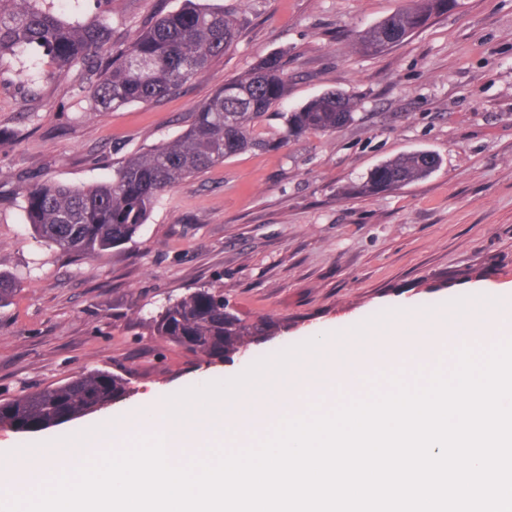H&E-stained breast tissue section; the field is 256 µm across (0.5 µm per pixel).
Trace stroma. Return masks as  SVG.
I'll return each instance as SVG.
<instances>
[{"label":"stroma","instance_id":"obj_1","mask_svg":"<svg viewBox=\"0 0 512 512\" xmlns=\"http://www.w3.org/2000/svg\"><path fill=\"white\" fill-rule=\"evenodd\" d=\"M239 34L175 95L100 112L81 74L49 81L33 51L0 59V272L19 288L0 307V400L94 369L130 389L99 418L150 394L191 389L202 370L232 379L255 362L347 322L402 305L450 310L474 290L512 293V0H458L448 14L376 55L358 31L403 0H204ZM182 0H112V41L127 43ZM281 52L285 109L328 90L356 97L354 122L277 150H248L182 180L122 246L71 257L36 239L25 179L86 186L129 154L176 138L224 79ZM438 155L427 178L372 196L351 193L381 162ZM247 320L282 330L247 357L210 363L143 326L168 299L203 284Z\"/></svg>","mask_w":512,"mask_h":512}]
</instances>
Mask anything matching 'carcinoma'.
Segmentation results:
<instances>
[{
  "label": "carcinoma",
  "mask_w": 512,
  "mask_h": 512,
  "mask_svg": "<svg viewBox=\"0 0 512 512\" xmlns=\"http://www.w3.org/2000/svg\"><path fill=\"white\" fill-rule=\"evenodd\" d=\"M456 0H407L405 6L356 35L358 49L381 53L448 12ZM235 19L195 0L159 16L117 51L104 52L112 30L101 15L68 21L39 0H0V59L26 49L51 62L48 80L83 66L94 76L89 93L103 110L157 102L175 94L237 38ZM288 96L283 55L262 58L253 69L228 79L192 113L175 139L127 157L112 179L73 187L27 182L22 191L25 221L34 234L64 253L93 258L131 240L159 197L182 179L201 173L240 152L278 149L307 133L330 132L354 121L357 100L327 91L281 113L275 140L255 135V127ZM438 158L407 152L377 165L355 190L375 195L431 174ZM224 289L213 284L171 299L147 321L151 333L207 361L230 359L257 337L278 331L265 318L247 321L224 310ZM123 375L95 370L0 402V425L28 432L97 412L129 390Z\"/></svg>",
  "instance_id": "obj_1"
}]
</instances>
